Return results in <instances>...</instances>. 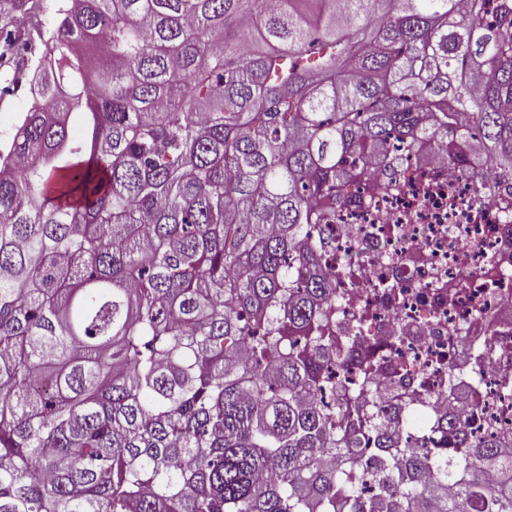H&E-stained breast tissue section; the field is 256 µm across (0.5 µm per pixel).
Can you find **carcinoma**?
Masks as SVG:
<instances>
[{"mask_svg":"<svg viewBox=\"0 0 512 512\" xmlns=\"http://www.w3.org/2000/svg\"><path fill=\"white\" fill-rule=\"evenodd\" d=\"M57 15L0 150V512H512V439L455 404L493 343L448 336L412 426L311 235L411 160L512 186V0Z\"/></svg>","mask_w":512,"mask_h":512,"instance_id":"obj_1","label":"carcinoma"}]
</instances>
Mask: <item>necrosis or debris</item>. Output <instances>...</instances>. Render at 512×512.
Returning a JSON list of instances; mask_svg holds the SVG:
<instances>
[{
  "label": "necrosis or debris",
  "mask_w": 512,
  "mask_h": 512,
  "mask_svg": "<svg viewBox=\"0 0 512 512\" xmlns=\"http://www.w3.org/2000/svg\"><path fill=\"white\" fill-rule=\"evenodd\" d=\"M502 206L477 207L468 180L439 166L434 193L402 194L378 210L344 212L327 226L324 263L334 266L349 247L366 260L343 274L349 302L340 324L365 313L366 343L387 355L377 367L380 388L399 387L397 370L407 363L423 377L416 412L431 416L430 393L446 382L448 337L465 333L473 343L493 341L496 369L512 374V222ZM465 277L456 300L449 282ZM481 414L473 430L512 438V395L487 376Z\"/></svg>",
  "instance_id": "1"
}]
</instances>
